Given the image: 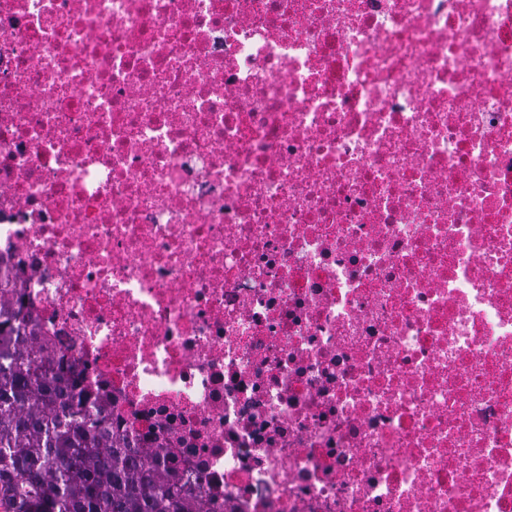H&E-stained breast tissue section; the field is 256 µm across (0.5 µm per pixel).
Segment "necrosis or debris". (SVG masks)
<instances>
[{
	"label": "necrosis or debris",
	"mask_w": 512,
	"mask_h": 512,
	"mask_svg": "<svg viewBox=\"0 0 512 512\" xmlns=\"http://www.w3.org/2000/svg\"><path fill=\"white\" fill-rule=\"evenodd\" d=\"M0 253L224 512H512V0H0Z\"/></svg>",
	"instance_id": "1"
}]
</instances>
